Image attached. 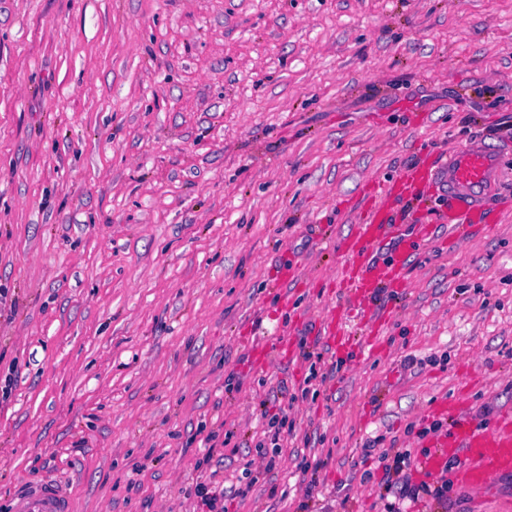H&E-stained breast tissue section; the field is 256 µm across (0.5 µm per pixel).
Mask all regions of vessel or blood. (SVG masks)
Instances as JSON below:
<instances>
[{
  "label": "vessel or blood",
  "instance_id": "obj_1",
  "mask_svg": "<svg viewBox=\"0 0 512 512\" xmlns=\"http://www.w3.org/2000/svg\"><path fill=\"white\" fill-rule=\"evenodd\" d=\"M501 171V150L492 143L463 144L449 150L446 162L423 160L403 173L398 181L381 189L378 200L369 201L366 214L353 225L341 248L347 260L339 277L349 285L347 300L338 313L322 322L323 334L334 347L347 341L345 326L351 319L376 324L383 314L376 301L385 291L400 286L402 271L410 257L406 244H399L394 260L380 261L382 245L396 238L392 222V200L418 199L434 189H445L448 209L439 216L448 227L450 240L472 228L495 221L496 211L487 202ZM432 413L451 420L448 433L437 436L432 450L417 457L419 475L442 474L449 459L459 464L452 476L457 484L479 488L492 479L512 475V410L501 414L494 425L483 428L468 421L463 409L440 400ZM14 512H69V502L57 486L45 483L33 494L20 498Z\"/></svg>",
  "mask_w": 512,
  "mask_h": 512
}]
</instances>
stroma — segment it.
I'll list each match as a JSON object with an SVG mask.
<instances>
[{
  "label": "stroma",
  "mask_w": 512,
  "mask_h": 512,
  "mask_svg": "<svg viewBox=\"0 0 512 512\" xmlns=\"http://www.w3.org/2000/svg\"><path fill=\"white\" fill-rule=\"evenodd\" d=\"M475 140L497 223L434 227L384 333L332 348L364 201ZM281 331L304 353L254 366ZM440 398L512 407V0H0V512L46 482L71 512H200L202 483L385 512L363 447L424 453ZM511 506L512 478L415 504Z\"/></svg>",
  "instance_id": "1"
}]
</instances>
